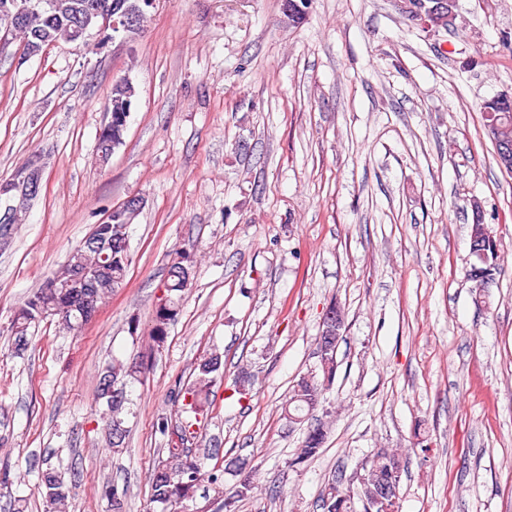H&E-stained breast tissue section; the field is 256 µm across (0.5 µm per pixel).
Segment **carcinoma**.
<instances>
[{"mask_svg":"<svg viewBox=\"0 0 512 512\" xmlns=\"http://www.w3.org/2000/svg\"><path fill=\"white\" fill-rule=\"evenodd\" d=\"M89 0H23V5L29 12L28 23L22 28L24 37L28 38L36 33L49 42L65 43L68 41L74 27L82 19V9ZM433 0H413L429 24L430 30L439 31L448 29V19L431 10ZM135 88L131 82L120 78L112 85V89L105 101V110L112 114V128L110 135L112 141L124 138L127 126L116 121L119 116H129L133 105ZM483 124L488 126L496 124L500 136L512 141V104L504 107L502 100L497 98L486 102L482 107ZM100 264L105 267L103 283L98 288H82L77 290L67 286L66 270L72 265ZM130 265L129 235L123 231L121 242L112 247L107 257L102 253L83 245L70 252L67 260L58 269L52 271L50 276L58 279L55 288L41 287L28 296L15 313L12 332L23 341L26 339L31 325L43 318L55 317L69 332H76L83 326L82 314L84 308L91 304L95 307L110 297L112 289L119 287L125 280ZM194 261L180 253H175L169 267L167 284L168 295L163 303L155 310L153 326L150 336L157 344L164 343L167 335V326L174 320L179 312L182 292L190 285L188 277L194 273ZM321 372L318 376L312 374L300 379L294 386L292 395L285 406L288 419L303 420L305 413L316 408L321 401L329 384L336 374V359L331 356L320 355ZM221 367V355L215 353L197 364L195 383L184 392L183 399L195 411H201L208 404L209 389L213 382L212 374ZM142 366L113 365L106 370V375L112 382L120 385L123 401L117 405L107 406L109 412L108 429L110 444L114 448L122 445L126 430L114 431L115 425L123 424L121 415L132 404L127 395L125 386L137 380V373ZM333 420L319 419L309 426L301 445L298 448L293 464L304 463L320 453L325 442L327 431ZM398 453L390 448H380L371 458V473L364 493H369L376 482L385 477L392 468L393 459ZM233 466L241 475L233 495L224 498V507H229L237 499L248 495L254 488L252 474L246 471V463L240 460L233 461ZM214 486L215 492L224 493V474L216 470L205 469L204 458L192 454L191 449L184 445L167 449V458L152 470L150 484L152 490L151 501L156 504L160 512H177V507L183 501L193 497L194 492L203 481ZM347 483L343 474L339 473L331 478L324 487L321 498L323 512H353V503L347 496L338 497L333 494L336 487ZM42 484L45 488V498L50 505L51 512H67L70 487L53 469H47L42 475Z\"/></svg>","mask_w":512,"mask_h":512,"instance_id":"cac0c4a2","label":"carcinoma"}]
</instances>
